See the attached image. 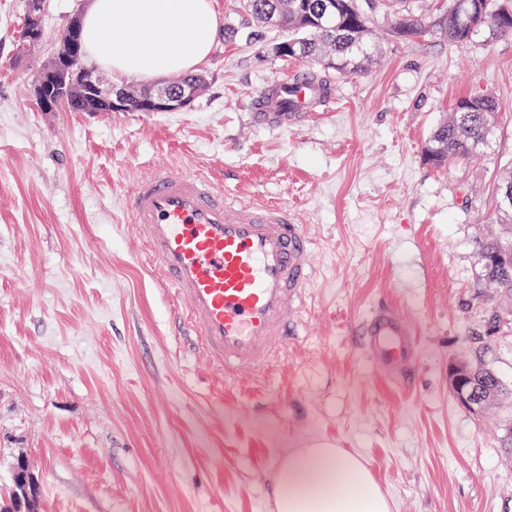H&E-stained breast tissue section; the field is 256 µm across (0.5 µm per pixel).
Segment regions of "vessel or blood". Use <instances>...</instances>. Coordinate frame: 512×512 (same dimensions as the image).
Segmentation results:
<instances>
[{
  "label": "vessel or blood",
  "mask_w": 512,
  "mask_h": 512,
  "mask_svg": "<svg viewBox=\"0 0 512 512\" xmlns=\"http://www.w3.org/2000/svg\"><path fill=\"white\" fill-rule=\"evenodd\" d=\"M329 102L327 82L301 69L259 89L253 111L259 125L285 129ZM127 209L162 283L188 305L174 319L176 334L190 337L225 379L266 370L297 333L312 277L301 225L281 206L237 201L210 178L162 167L137 181ZM360 333L374 364L411 379L413 332L393 305L374 306Z\"/></svg>",
  "instance_id": "1"
}]
</instances>
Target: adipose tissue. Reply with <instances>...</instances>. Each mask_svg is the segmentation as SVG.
Masks as SVG:
<instances>
[{"label":"adipose tissue","instance_id":"1","mask_svg":"<svg viewBox=\"0 0 512 512\" xmlns=\"http://www.w3.org/2000/svg\"><path fill=\"white\" fill-rule=\"evenodd\" d=\"M89 57L113 72L154 78L194 69L219 35L212 0H93L83 18ZM274 512H392V502L354 454L321 443L278 466Z\"/></svg>","mask_w":512,"mask_h":512}]
</instances>
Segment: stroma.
<instances>
[{"instance_id":"1","label":"stroma","mask_w":512,"mask_h":512,"mask_svg":"<svg viewBox=\"0 0 512 512\" xmlns=\"http://www.w3.org/2000/svg\"><path fill=\"white\" fill-rule=\"evenodd\" d=\"M90 4L47 0L48 40L22 53L26 0H0V492L25 458L39 512H273L289 450L326 443L363 460L393 512H512V409L473 413L448 388L449 363L475 352L512 386V327L486 337L472 301L512 164V37L450 44L448 0H407L428 29L401 40L378 8L374 61L332 75L328 114L278 129L253 123L251 97L304 62L277 56L284 33L241 0H214L221 33L189 109L40 111L53 39ZM473 93L502 105L491 145L431 165V133ZM159 166L285 206L310 236L299 333L271 372L225 380L174 334L179 303L125 212ZM378 301L416 335L410 384L358 334Z\"/></svg>"}]
</instances>
